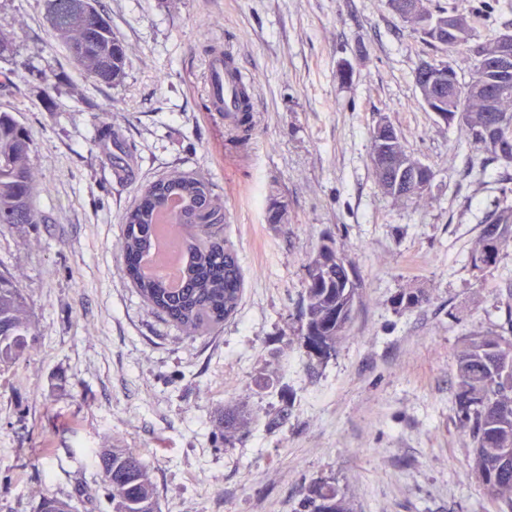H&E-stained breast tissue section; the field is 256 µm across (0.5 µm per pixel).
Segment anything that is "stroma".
Instances as JSON below:
<instances>
[{"label":"stroma","instance_id":"35a3bbf8","mask_svg":"<svg viewBox=\"0 0 512 512\" xmlns=\"http://www.w3.org/2000/svg\"><path fill=\"white\" fill-rule=\"evenodd\" d=\"M512 30V0H436ZM127 51L112 86L74 69L44 0H0V91L32 135L42 224L0 228V273L17 278L36 350L0 370V512H37L42 493L75 512H112L92 452L119 444L152 469L160 512H299L314 483L350 512H493L455 407V355L470 335L508 333L512 247L497 268L469 257L512 163L467 153L426 111L423 61L475 58L425 43L387 0H101ZM231 55L256 107L248 148L208 111L205 63ZM435 173L425 206L393 199L371 163L380 119ZM127 153L113 173L101 138ZM209 180L244 273L234 316L188 337L122 272V216L172 170ZM287 205L267 221L269 198ZM331 237L358 297L347 337L307 366L297 348L305 264ZM402 292L423 294L414 308ZM253 421L232 444L225 404Z\"/></svg>","mask_w":512,"mask_h":512}]
</instances>
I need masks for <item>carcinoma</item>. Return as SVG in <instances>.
<instances>
[{
  "label": "carcinoma",
  "instance_id": "obj_1",
  "mask_svg": "<svg viewBox=\"0 0 512 512\" xmlns=\"http://www.w3.org/2000/svg\"><path fill=\"white\" fill-rule=\"evenodd\" d=\"M412 10L403 19L413 25L425 18L447 12L432 0H407ZM45 20L54 40L67 52L78 71L95 80L117 85L125 74L124 44L112 33V26L99 0H46ZM438 109L461 103L465 121L457 125L458 141L483 149L495 158L512 163L494 149L483 147L475 138L478 129L492 121L485 111L478 85L461 91L460 100L439 98ZM388 157L371 153L380 186L389 183L387 158L410 166L418 161L407 155L403 136L387 144ZM29 131L11 113L0 111V226L40 224L45 221L36 208L43 192L36 181ZM501 198L487 217L478 249L471 263L478 269L496 267L503 251L512 246V186L500 188ZM180 198L182 207L170 225L172 242L184 254L183 287L173 290L165 279L144 270L142 259L152 247L156 214L170 197ZM118 248L124 273L152 310L163 314L188 336H200L224 324L239 305L244 284L243 270L231 241L220 234L224 207L211 183L197 174L178 170L137 191L135 205L123 218ZM335 242L323 238L308 257L304 304L297 343L308 362L325 359L349 330L357 299L355 275L350 266L336 264ZM39 335L28 303L11 276L0 273V367H8L33 349ZM512 336H471L463 340L456 357L459 416L470 425L473 466L496 512H512ZM249 415L234 406L224 407L220 437L230 444L242 435ZM106 498L112 512H159L156 486L150 466L132 449L117 444L97 454ZM305 512H349L334 486L315 484L304 501ZM38 512H73L69 500L52 493L42 496Z\"/></svg>",
  "mask_w": 512,
  "mask_h": 512
}]
</instances>
